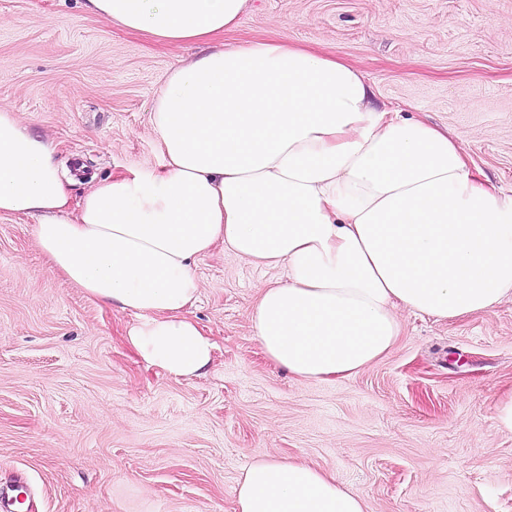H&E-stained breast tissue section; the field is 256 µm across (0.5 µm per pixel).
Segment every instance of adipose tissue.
Instances as JSON below:
<instances>
[{
    "instance_id": "obj_1",
    "label": "adipose tissue",
    "mask_w": 512,
    "mask_h": 512,
    "mask_svg": "<svg viewBox=\"0 0 512 512\" xmlns=\"http://www.w3.org/2000/svg\"><path fill=\"white\" fill-rule=\"evenodd\" d=\"M250 0H85L166 46L207 44L164 74L150 123L162 170L94 178L81 193L55 145L0 105V219L30 218L51 270L132 317L129 344L176 378L214 342L189 316L216 241L285 278L252 330L297 380L350 377L384 357L403 307L457 319L512 294V195L479 183L448 131L378 107L364 73L273 39L223 42ZM236 512H366L321 467L263 456Z\"/></svg>"
}]
</instances>
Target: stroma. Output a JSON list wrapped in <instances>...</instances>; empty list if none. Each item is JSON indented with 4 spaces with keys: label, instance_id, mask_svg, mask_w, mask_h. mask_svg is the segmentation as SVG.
Here are the masks:
<instances>
[{
    "label": "stroma",
    "instance_id": "35a3bbf8",
    "mask_svg": "<svg viewBox=\"0 0 512 512\" xmlns=\"http://www.w3.org/2000/svg\"><path fill=\"white\" fill-rule=\"evenodd\" d=\"M229 39H284L359 66L379 102L457 136L478 181L512 195V0H252ZM200 44L163 47L84 0H0V104L64 169H161L150 107ZM190 309L215 344L176 379L126 341L129 316L49 269L29 219L0 220V488L32 512H235L272 454L315 463L367 512H512V295L456 320L397 309L401 335L356 375L301 383L253 336L282 270L216 243Z\"/></svg>",
    "mask_w": 512,
    "mask_h": 512
}]
</instances>
